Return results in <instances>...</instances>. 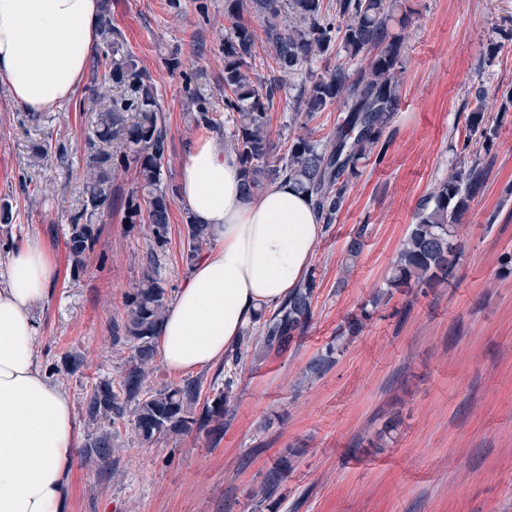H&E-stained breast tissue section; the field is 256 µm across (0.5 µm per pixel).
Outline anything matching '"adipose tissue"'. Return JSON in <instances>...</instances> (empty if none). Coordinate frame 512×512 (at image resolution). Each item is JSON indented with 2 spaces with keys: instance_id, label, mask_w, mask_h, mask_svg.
Instances as JSON below:
<instances>
[{
  "instance_id": "1",
  "label": "adipose tissue",
  "mask_w": 512,
  "mask_h": 512,
  "mask_svg": "<svg viewBox=\"0 0 512 512\" xmlns=\"http://www.w3.org/2000/svg\"><path fill=\"white\" fill-rule=\"evenodd\" d=\"M102 0H0V82L42 112L76 93L99 38ZM236 154L214 138L187 149L178 199L214 250L179 289L157 338L166 368L210 367L308 270L320 233L308 197L282 181L245 195ZM56 274L43 244L15 246L0 287V512H63L76 441L67 392L39 366L32 311Z\"/></svg>"
}]
</instances>
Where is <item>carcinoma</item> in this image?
<instances>
[{
    "instance_id": "carcinoma-1",
    "label": "carcinoma",
    "mask_w": 512,
    "mask_h": 512,
    "mask_svg": "<svg viewBox=\"0 0 512 512\" xmlns=\"http://www.w3.org/2000/svg\"><path fill=\"white\" fill-rule=\"evenodd\" d=\"M245 12L263 18L276 70L284 76H301L297 111L309 117L335 103L341 106L332 137L322 141L300 134L290 143L288 154L272 167L266 113L279 84L276 79L256 83L249 75L255 40L253 30L242 22ZM224 13L232 20L224 34V110L232 113V130L224 137L238 157L244 192L254 193L265 179L287 180L308 196L320 221L334 223L351 180L371 158H381L390 142L386 132L399 101L403 31L413 12L406 0H335L329 6L324 0H224ZM101 38L103 50L96 66L102 67V73L95 74V79L112 85L116 95L111 106L96 113V139L88 143L85 160V199L66 232L76 274L94 251L99 234L95 219L109 208L105 186L115 172L134 168L138 187L126 201L125 218L131 224L146 222L158 248L168 244L171 207L177 196V188L163 179L169 140L154 80L133 56L121 53V38L112 28L107 0ZM334 51L344 53V60L316 72L313 63ZM190 99L196 105L195 125L211 127L214 118L207 102L194 94ZM493 134L484 93L479 92L461 142V153L472 157L471 163L449 174L418 207L387 287L436 288L448 283L463 257L462 249L453 243L458 224L486 179L480 146ZM184 232V256L191 266L212 239L206 225L189 218ZM315 288L311 274L272 314L259 313L258 341L263 352L279 353L304 333L313 317ZM168 308V290L151 263L125 294V318L112 324V342L133 349L127 368L115 385L109 380L96 382L84 401L85 417L97 427L85 445V465L112 468L111 427L128 415L142 443L194 429H220L231 380H225L224 388L199 412L195 381L157 388L148 383L156 364L155 338Z\"/></svg>"
}]
</instances>
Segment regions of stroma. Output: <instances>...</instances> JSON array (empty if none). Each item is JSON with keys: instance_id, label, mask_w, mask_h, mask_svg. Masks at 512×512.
<instances>
[{"instance_id": "1", "label": "stroma", "mask_w": 512, "mask_h": 512, "mask_svg": "<svg viewBox=\"0 0 512 512\" xmlns=\"http://www.w3.org/2000/svg\"><path fill=\"white\" fill-rule=\"evenodd\" d=\"M125 51L155 79L168 129L166 183L178 184L191 143L223 138L224 0H111ZM400 102L380 161L352 180L334 224L325 226L310 270L313 317L280 354L244 350L235 372L223 364L193 372L200 396L230 386L219 435L191 431L149 445L129 420L112 428L117 471L90 469L92 434L84 405L99 380L119 381L130 346L113 344L112 323L152 248L146 224L127 223L133 169L112 180V206L74 273L66 229L82 207L84 154L94 111L93 83L32 119L0 84V283L9 255L42 242L56 268L36 312L40 364L71 398L77 429L64 512H512V0H408ZM299 78L284 81L267 112L274 156L300 129L318 140L336 128L339 106L298 119ZM494 130L482 157L487 178L458 229L464 257L447 284L393 291L370 310L359 335L341 330L389 277L419 204L459 163V139L477 92ZM214 112L195 126L191 93ZM68 148L67 166L38 159L42 141ZM187 211L171 208L159 274L177 293L190 274L183 258ZM363 246L350 257L354 238ZM78 373L60 372L66 352ZM329 356L327 369L312 364ZM287 472L272 497L266 476Z\"/></svg>"}]
</instances>
